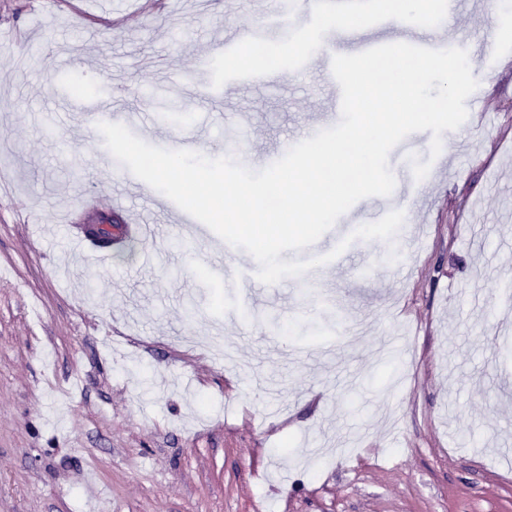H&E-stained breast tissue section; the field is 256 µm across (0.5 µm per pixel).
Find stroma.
<instances>
[{
  "mask_svg": "<svg viewBox=\"0 0 512 512\" xmlns=\"http://www.w3.org/2000/svg\"><path fill=\"white\" fill-rule=\"evenodd\" d=\"M242 9L181 0L177 17L116 25L83 0H0V512H99L88 469L112 512H512V307L497 298L512 282V70L486 50L512 13L469 0L433 25L383 4L467 51L495 127L444 133L484 150L421 180L432 214L354 240L305 288L214 278L191 226L154 210V188L114 181L122 164L74 109L118 88L138 111L145 81L219 57ZM339 95L315 59L220 99L187 88L133 133L258 171L340 114ZM119 193L125 224L165 227L154 262L134 239L73 257L84 217Z\"/></svg>",
  "mask_w": 512,
  "mask_h": 512,
  "instance_id": "1",
  "label": "stroma"
}]
</instances>
